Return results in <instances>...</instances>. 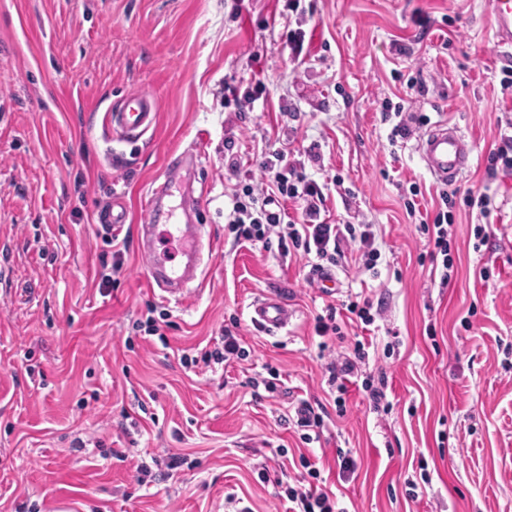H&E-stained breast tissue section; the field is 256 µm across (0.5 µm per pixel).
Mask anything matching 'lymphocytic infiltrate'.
<instances>
[{
  "label": "lymphocytic infiltrate",
  "mask_w": 512,
  "mask_h": 512,
  "mask_svg": "<svg viewBox=\"0 0 512 512\" xmlns=\"http://www.w3.org/2000/svg\"><path fill=\"white\" fill-rule=\"evenodd\" d=\"M224 167L229 173L244 177L241 190L231 195L228 215L229 230L238 242L277 243L282 252L300 250L315 255L316 259L337 264L342 248L359 254L366 270H373L380 257L375 245L376 235L372 225L364 221L330 223L326 216L327 186L309 179L299 170L298 164L287 163L284 152L275 150L265 155L258 171H242L237 158L228 157ZM454 216L448 211L437 210L432 222H421L419 229L425 237L424 248L430 261L440 262L443 271L441 284H448L453 266L449 255L448 228ZM370 341L355 340L352 348L331 355L325 370L327 382L336 391L337 408H344L348 384L361 378V367L369 356ZM361 386L368 393L373 405H380L386 398L383 388L370 379L361 378ZM306 468L305 477L296 483L284 482L282 476L262 472V482H273L283 493L289 506L286 512H336L332 492L320 485V471L312 467L309 459H301Z\"/></svg>",
  "instance_id": "obj_1"
}]
</instances>
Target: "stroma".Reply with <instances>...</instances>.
Wrapping results in <instances>:
<instances>
[{
	"label": "stroma",
	"mask_w": 512,
	"mask_h": 512,
	"mask_svg": "<svg viewBox=\"0 0 512 512\" xmlns=\"http://www.w3.org/2000/svg\"><path fill=\"white\" fill-rule=\"evenodd\" d=\"M0 0V512H283L258 473L299 456L316 463L345 512H512V173L486 175L501 126L512 123L489 0ZM305 34V76L293 81L287 30ZM262 82L264 105L229 112L224 88ZM417 113L472 142L460 189L489 186L496 212L456 203L452 280L420 262L422 193L437 183L417 128L394 136L385 104L407 85ZM157 101L156 129L134 144L109 140L103 115L131 93ZM318 145L308 177L329 186L332 222L358 214L381 252L375 271L352 254L333 296L309 286L306 258L277 244H238L228 231L227 153L257 169L261 147ZM199 157V211L213 239L200 283L182 302L147 285L139 253L141 198L168 163ZM127 210L112 242L97 222L109 200ZM110 284H102V277ZM293 310L268 333L255 301ZM381 304L365 375L388 379L390 412L361 386L344 410L328 393L314 318L325 303L354 341L342 304ZM166 314L162 337L136 326L147 307ZM238 321L246 359L191 364ZM279 370L275 394L247 381ZM326 409L318 442L294 426L300 400ZM358 468L338 476L345 452ZM188 462L170 470V456ZM150 465L156 481H139Z\"/></svg>",
	"instance_id": "obj_1"
}]
</instances>
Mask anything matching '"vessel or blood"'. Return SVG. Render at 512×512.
<instances>
[{"mask_svg": "<svg viewBox=\"0 0 512 512\" xmlns=\"http://www.w3.org/2000/svg\"><path fill=\"white\" fill-rule=\"evenodd\" d=\"M498 45L512 46V0H490ZM157 103L150 92L139 91L126 97L123 106L106 116V127L119 139L142 138L157 122ZM420 152L430 174L440 183L459 180L472 161V147L457 128L437 125L420 143ZM197 158L188 154L171 162L164 179L152 189L144 203L147 221L141 227V255L146 261L150 288L164 298L184 297L194 281L200 280L212 253V239L197 220L200 200L195 197L193 175ZM184 185L185 195L178 207L164 208L176 185ZM177 237L181 243L178 264H168L154 247L158 236ZM291 317L288 306L276 297L258 300L253 305V322L265 331L284 328Z\"/></svg>", "mask_w": 512, "mask_h": 512, "instance_id": "obj_1", "label": "vessel or blood"}]
</instances>
